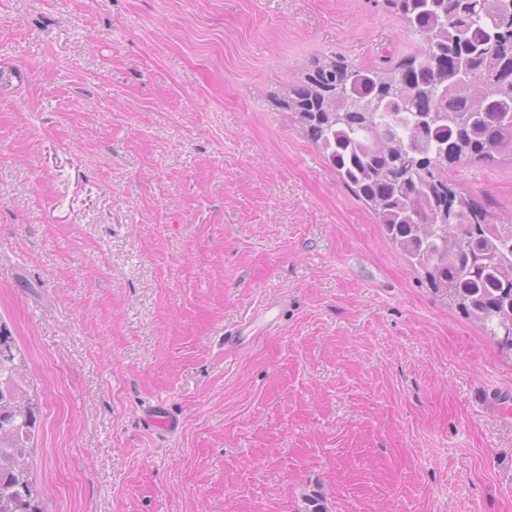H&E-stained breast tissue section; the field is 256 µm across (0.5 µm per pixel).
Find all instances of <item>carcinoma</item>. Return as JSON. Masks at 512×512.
<instances>
[{"label": "carcinoma", "mask_w": 512, "mask_h": 512, "mask_svg": "<svg viewBox=\"0 0 512 512\" xmlns=\"http://www.w3.org/2000/svg\"><path fill=\"white\" fill-rule=\"evenodd\" d=\"M424 44L397 65L314 62L274 102L435 294L512 353V224L449 170L512 159V0H383ZM0 512H42L27 457L40 419L25 355L0 333Z\"/></svg>", "instance_id": "1"}]
</instances>
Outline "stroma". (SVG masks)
Returning a JSON list of instances; mask_svg holds the SVG:
<instances>
[{
    "label": "stroma",
    "instance_id": "obj_1",
    "mask_svg": "<svg viewBox=\"0 0 512 512\" xmlns=\"http://www.w3.org/2000/svg\"><path fill=\"white\" fill-rule=\"evenodd\" d=\"M422 47L382 0H0V324L43 512H512V356L273 103ZM451 176L512 219V160Z\"/></svg>",
    "mask_w": 512,
    "mask_h": 512
}]
</instances>
